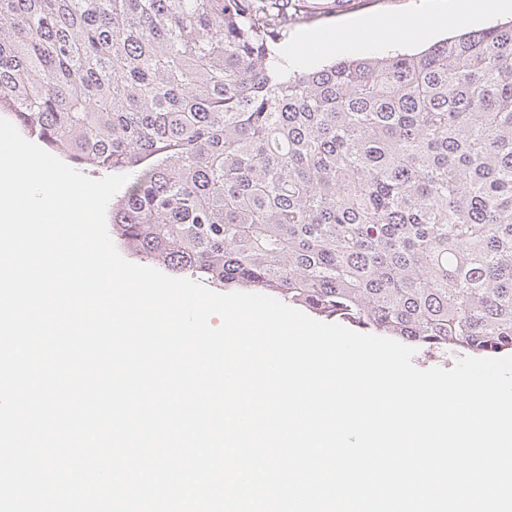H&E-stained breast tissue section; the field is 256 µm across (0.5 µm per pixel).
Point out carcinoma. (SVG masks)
Wrapping results in <instances>:
<instances>
[{"label":"carcinoma","instance_id":"1","mask_svg":"<svg viewBox=\"0 0 512 512\" xmlns=\"http://www.w3.org/2000/svg\"><path fill=\"white\" fill-rule=\"evenodd\" d=\"M301 0H0V112L112 238L438 358L512 353V21L284 72Z\"/></svg>","mask_w":512,"mask_h":512}]
</instances>
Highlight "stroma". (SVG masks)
Segmentation results:
<instances>
[{"instance_id": "35a3bbf8", "label": "stroma", "mask_w": 512, "mask_h": 512, "mask_svg": "<svg viewBox=\"0 0 512 512\" xmlns=\"http://www.w3.org/2000/svg\"><path fill=\"white\" fill-rule=\"evenodd\" d=\"M430 12L447 15V26L428 34L408 29L411 19ZM497 20L494 14H458L456 0H307L306 13L289 30L288 39L294 42L308 35L336 31V39L321 42L312 57L296 61V69L311 70L338 58L382 55L392 47L421 50L446 37L449 30L475 31ZM366 21L394 25L397 35L393 44L360 41L355 25Z\"/></svg>"}]
</instances>
